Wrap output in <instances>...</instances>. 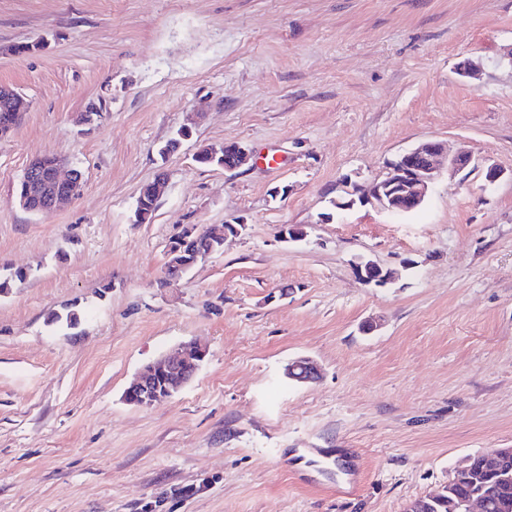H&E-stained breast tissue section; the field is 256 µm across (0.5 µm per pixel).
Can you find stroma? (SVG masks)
<instances>
[{
	"label": "stroma",
	"instance_id": "stroma-1",
	"mask_svg": "<svg viewBox=\"0 0 512 512\" xmlns=\"http://www.w3.org/2000/svg\"><path fill=\"white\" fill-rule=\"evenodd\" d=\"M0 85L29 102L0 138V273L26 274L0 295V512H405L512 448V0H0ZM424 141L474 164L408 214L333 207ZM232 142L247 164L196 162ZM41 155L84 185L33 214L14 194ZM235 221L164 284L184 227ZM190 341L184 388L124 402ZM300 357L315 382L286 377ZM155 183L156 180L141 187L133 213V223L144 224L152 219L159 199V195L155 190ZM355 270L360 279L376 287H385L395 280L391 270L384 269L371 260L359 259L355 263Z\"/></svg>",
	"mask_w": 512,
	"mask_h": 512
}]
</instances>
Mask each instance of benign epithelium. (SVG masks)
Segmentation results:
<instances>
[{
    "mask_svg": "<svg viewBox=\"0 0 512 512\" xmlns=\"http://www.w3.org/2000/svg\"><path fill=\"white\" fill-rule=\"evenodd\" d=\"M445 153V146L438 141L422 142L390 162L385 175L373 180L367 188L352 185V193L359 194L362 202L384 210L398 213L414 211L423 204L438 179L440 160ZM224 154L232 157L234 169L249 159L248 148L240 143L224 145ZM24 175L28 195L19 200V205L28 211L31 200L36 198L41 202L36 208L38 213L50 212L74 199L83 180L82 172L73 166L65 168L64 160L57 158L55 164L48 167L43 164L41 156L29 162ZM231 233H239L237 225L233 224L229 229L213 226L201 231L193 225L185 227L166 249L167 264L173 272L168 282L177 281L206 260L216 247L223 246L225 237ZM184 255L192 257V260H183ZM355 270L360 279L376 287H385L394 281L391 270L371 260L359 259ZM207 353V347L201 343L185 344L182 353L165 357L140 371L125 389L124 401L137 407H151L165 401L192 379ZM286 376L296 383H310L318 379L319 368L314 361L301 357L288 366ZM508 455H512V448L486 449L481 466L466 463L460 467V472L472 483L481 484L485 479L484 471L494 468ZM491 508L495 512H512V501L500 498L490 502L480 497L471 498L464 504V512H487Z\"/></svg>",
    "mask_w": 512,
    "mask_h": 512,
    "instance_id": "obj_1",
    "label": "benign epithelium"
}]
</instances>
